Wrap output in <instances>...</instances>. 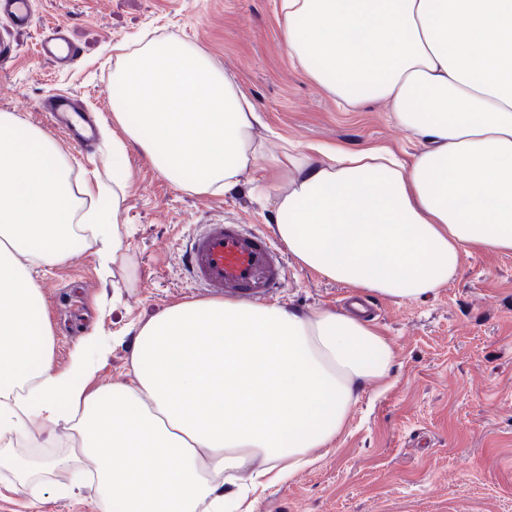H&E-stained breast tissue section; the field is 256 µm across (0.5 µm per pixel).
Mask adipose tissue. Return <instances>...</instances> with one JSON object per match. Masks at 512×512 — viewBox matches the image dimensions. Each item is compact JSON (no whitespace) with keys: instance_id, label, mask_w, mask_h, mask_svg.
<instances>
[{"instance_id":"obj_1","label":"adipose tissue","mask_w":512,"mask_h":512,"mask_svg":"<svg viewBox=\"0 0 512 512\" xmlns=\"http://www.w3.org/2000/svg\"><path fill=\"white\" fill-rule=\"evenodd\" d=\"M296 67L344 109L387 103L421 144L309 146L264 158L256 110L202 50L154 38L112 71L111 185L81 210L54 142L0 113V446L29 423L69 417V452L29 465L17 489L42 502L49 475L91 462L111 512H241L248 495L336 446L364 383L388 377L389 340L333 309L188 301L138 326L129 382L89 389L106 337L53 365L35 262L70 259L75 223L101 268L121 244L122 159L136 144L174 186L230 193L268 160L288 183L276 232L298 264L351 288L417 300L453 280L463 255L512 253V0H281ZM248 481L237 484L240 472Z\"/></svg>"}]
</instances>
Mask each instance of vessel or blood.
I'll list each match as a JSON object with an SVG mask.
<instances>
[{
    "instance_id": "obj_1",
    "label": "vessel or blood",
    "mask_w": 512,
    "mask_h": 512,
    "mask_svg": "<svg viewBox=\"0 0 512 512\" xmlns=\"http://www.w3.org/2000/svg\"><path fill=\"white\" fill-rule=\"evenodd\" d=\"M0 18L9 19L17 28L28 27L33 21L31 0H0ZM39 53L68 65L79 57L80 50L58 29L41 42ZM42 109L71 144L82 149L92 144L94 127L70 97H52ZM181 262L199 292L227 300L271 299L285 278V255L275 238L234 220L199 225L181 249Z\"/></svg>"
}]
</instances>
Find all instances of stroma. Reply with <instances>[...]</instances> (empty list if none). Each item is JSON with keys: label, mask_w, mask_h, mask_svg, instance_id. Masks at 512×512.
<instances>
[{"label": "stroma", "mask_w": 512, "mask_h": 512, "mask_svg": "<svg viewBox=\"0 0 512 512\" xmlns=\"http://www.w3.org/2000/svg\"><path fill=\"white\" fill-rule=\"evenodd\" d=\"M278 0H34L25 29L0 24L13 51L0 64V112L16 113L43 130L71 164L72 181L111 180L112 158L102 139L91 151L70 145L40 103L72 94L99 122L112 123L113 46L167 37L207 53L233 73L257 107L254 129L266 157L290 144L342 146L356 151L388 146L409 155L418 141L393 121L385 102L346 112L297 69L280 37ZM82 49L71 65L37 53L56 25ZM122 206V247L109 273L94 248L78 262L36 264L53 359L65 368L76 344L93 331L112 350L89 386L123 383L131 373L132 329L164 310L196 300L181 267V244L198 224L234 218L274 232L275 187L287 173L260 163L232 193L181 190L135 148ZM351 289L286 260L276 302L310 313L341 309ZM373 320L394 348L386 387L366 384L336 449L314 467L260 495L252 512H512V254L471 253L458 276L426 299L378 295ZM65 421L34 418L14 455L40 459L66 451ZM14 473L0 470V512H102L95 483L53 493L33 506L14 491Z\"/></svg>", "instance_id": "1"}]
</instances>
